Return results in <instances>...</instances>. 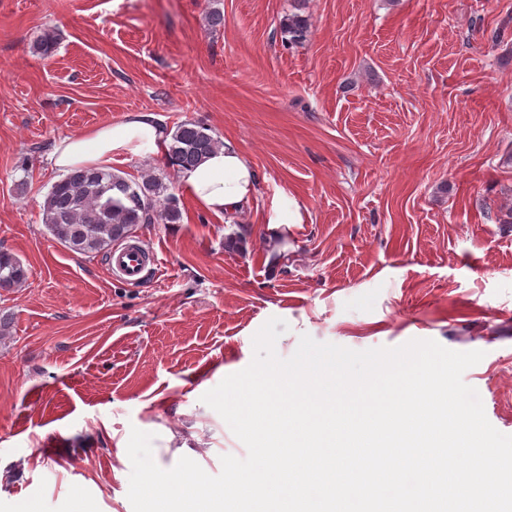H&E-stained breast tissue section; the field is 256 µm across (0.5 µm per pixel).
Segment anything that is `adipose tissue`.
Here are the masks:
<instances>
[{
    "instance_id": "adipose-tissue-1",
    "label": "adipose tissue",
    "mask_w": 512,
    "mask_h": 512,
    "mask_svg": "<svg viewBox=\"0 0 512 512\" xmlns=\"http://www.w3.org/2000/svg\"><path fill=\"white\" fill-rule=\"evenodd\" d=\"M170 141L168 132L147 113L129 115L118 123H103L58 141L48 155L53 169L79 166L106 168L115 157L159 155ZM179 189L200 209L232 223L249 210L258 191V173L231 139L195 168L178 175Z\"/></svg>"
}]
</instances>
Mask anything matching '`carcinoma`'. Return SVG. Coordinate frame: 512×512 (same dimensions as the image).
<instances>
[{"label":"carcinoma","mask_w":512,"mask_h":512,"mask_svg":"<svg viewBox=\"0 0 512 512\" xmlns=\"http://www.w3.org/2000/svg\"><path fill=\"white\" fill-rule=\"evenodd\" d=\"M280 32L288 44H300L309 35V19L292 12L281 20ZM220 146L207 126L185 121L171 135L166 165L175 173L195 167ZM180 218L179 199L162 178L147 174L131 180L94 167L77 168L55 182L42 204L47 232L69 251L87 256L106 255L139 224H175ZM26 279L22 261L1 249L0 288H16Z\"/></svg>","instance_id":"carcinoma-1"}]
</instances>
